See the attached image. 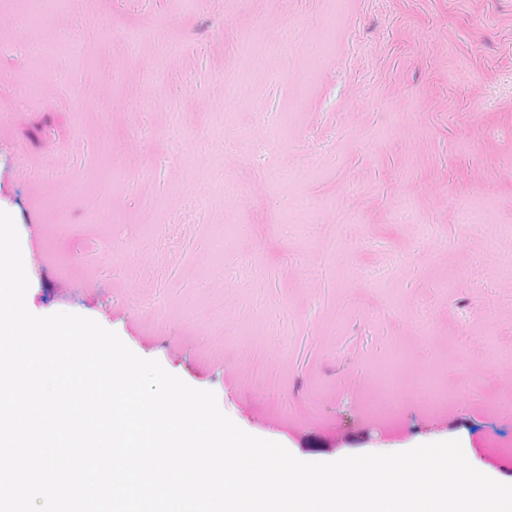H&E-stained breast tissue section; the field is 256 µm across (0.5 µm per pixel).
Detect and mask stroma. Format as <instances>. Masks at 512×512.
<instances>
[{
    "label": "stroma",
    "mask_w": 512,
    "mask_h": 512,
    "mask_svg": "<svg viewBox=\"0 0 512 512\" xmlns=\"http://www.w3.org/2000/svg\"><path fill=\"white\" fill-rule=\"evenodd\" d=\"M0 210L245 432L512 484V0H0Z\"/></svg>",
    "instance_id": "1"
}]
</instances>
